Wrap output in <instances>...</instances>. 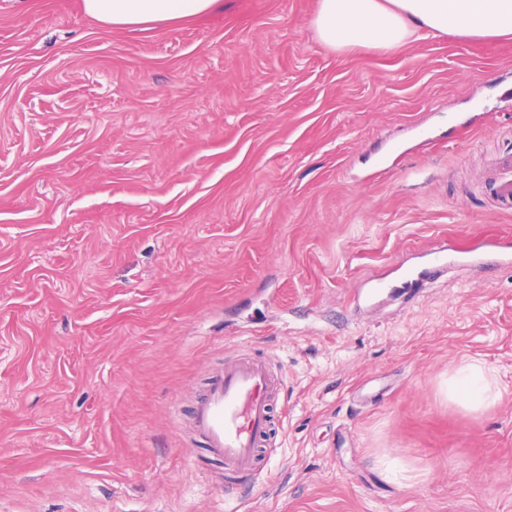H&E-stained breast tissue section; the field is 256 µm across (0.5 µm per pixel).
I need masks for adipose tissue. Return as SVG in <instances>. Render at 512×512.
Here are the masks:
<instances>
[{
	"mask_svg": "<svg viewBox=\"0 0 512 512\" xmlns=\"http://www.w3.org/2000/svg\"><path fill=\"white\" fill-rule=\"evenodd\" d=\"M217 0H82L84 13L114 29H147L210 12ZM318 41L340 51L354 47L394 49L414 36L463 39L512 37V0H318L312 20ZM500 396L481 363L465 362L448 380V397L469 409L493 405Z\"/></svg>",
	"mask_w": 512,
	"mask_h": 512,
	"instance_id": "adipose-tissue-1",
	"label": "adipose tissue"
}]
</instances>
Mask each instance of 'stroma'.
<instances>
[{"label": "stroma", "mask_w": 512, "mask_h": 512, "mask_svg": "<svg viewBox=\"0 0 512 512\" xmlns=\"http://www.w3.org/2000/svg\"><path fill=\"white\" fill-rule=\"evenodd\" d=\"M317 7L0 0V512H512V263L432 255L512 245V40L335 52ZM240 349L285 404L228 489L187 418ZM220 0H83L90 18L114 29H148L160 22L180 23L210 12ZM491 195L497 201L510 203L512 200V157L499 162L490 180ZM499 397L494 376L479 362L462 363L448 379V398L461 400L471 410L489 407Z\"/></svg>", "instance_id": "stroma-1"}]
</instances>
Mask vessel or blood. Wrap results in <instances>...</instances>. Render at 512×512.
<instances>
[{"label": "vessel or blood", "mask_w": 512, "mask_h": 512, "mask_svg": "<svg viewBox=\"0 0 512 512\" xmlns=\"http://www.w3.org/2000/svg\"><path fill=\"white\" fill-rule=\"evenodd\" d=\"M490 192L496 200L512 201V157L494 168ZM276 385L265 357L242 353L195 402L191 433L223 464L225 480L249 481L259 471L258 452L271 440Z\"/></svg>", "instance_id": "vessel-or-blood-1"}]
</instances>
